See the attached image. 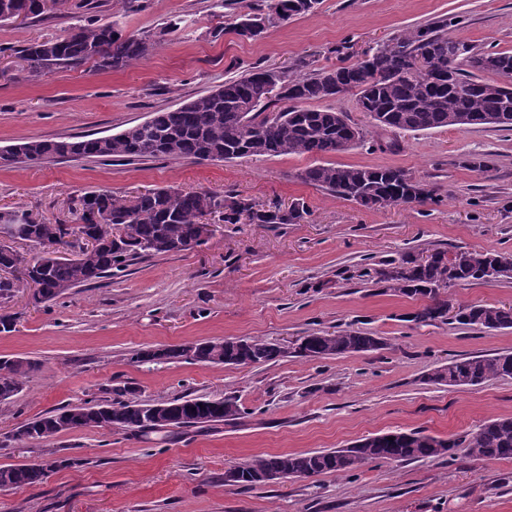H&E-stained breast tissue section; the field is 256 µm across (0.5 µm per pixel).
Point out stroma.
<instances>
[{
    "label": "stroma",
    "instance_id": "stroma-1",
    "mask_svg": "<svg viewBox=\"0 0 512 512\" xmlns=\"http://www.w3.org/2000/svg\"><path fill=\"white\" fill-rule=\"evenodd\" d=\"M271 0H93L91 16L123 33L151 31L150 53L119 71L81 67L28 76L15 50L63 35L77 0L43 20L0 24V147L31 139L112 135L173 109L261 65L295 70L300 60L332 67L405 28L461 17L456 37L512 51V0H321L314 12L271 19L263 37L239 38L237 14ZM177 29H170V22ZM364 128L352 149L328 162L405 170L437 203L368 209L301 180L313 156L229 161L149 159L103 163L45 159L0 166V223L70 224L74 196L109 188L134 196L152 188L232 194L259 207L303 200L301 224H225L173 256L30 306L12 302V331L0 357L40 362L23 390L0 401V435L61 406L134 396L234 398L242 415L216 425L133 436L67 431L47 442L0 446V466L52 452L60 465L41 484L0 487V512H512V459L464 457L371 463L244 489L227 467L256 455L344 448L367 436L418 429L444 439L512 417V379L476 388L426 382L457 355L512 353V329L419 325L406 316L421 298L385 290L363 269L408 252L493 248L512 255V132L485 126L421 132L370 127L345 93L326 103ZM395 148H386V141ZM482 159L487 171L470 167ZM453 305L512 304V281L463 283ZM348 327L373 332L382 349L342 357L288 356L237 367L178 360L138 363L147 347L255 337L286 344Z\"/></svg>",
    "mask_w": 512,
    "mask_h": 512
}]
</instances>
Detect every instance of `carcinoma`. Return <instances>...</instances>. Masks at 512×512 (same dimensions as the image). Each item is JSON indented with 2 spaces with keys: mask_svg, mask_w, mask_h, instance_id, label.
<instances>
[{
  "mask_svg": "<svg viewBox=\"0 0 512 512\" xmlns=\"http://www.w3.org/2000/svg\"><path fill=\"white\" fill-rule=\"evenodd\" d=\"M319 0H275L277 17L288 20L314 11ZM270 15L246 12L236 16L232 31L242 39L247 22ZM448 20L427 27L398 31L391 42L364 53V57L307 74L280 72L278 92L261 91L263 78L274 68L254 66L224 81L208 94L180 106L152 113L150 118L109 135L31 141L38 157L94 158L101 162H133L152 158L232 160L245 156H322L346 151L364 137L363 130L343 112L310 107V103L354 91L360 111L384 131L418 132L474 125L512 130V52L477 50L448 35ZM154 45L148 32L122 36L110 22L86 20L72 24L59 37L30 43L15 50L28 63L29 76L39 78L56 68H75L92 62L99 70H121L145 58ZM491 74L499 81L484 78ZM300 178L336 196L364 207L385 208L424 203L433 199L429 186L398 168H369L316 164ZM78 224L73 233L95 240L90 252L65 258L53 251L26 260L0 247V269L24 265L27 275L41 285V301H49L79 287L92 285L145 257L171 255L196 238L199 218L224 210V223L301 224L309 214L305 202L257 208L243 198L208 192H183L167 187L149 190L132 199L106 189L73 199ZM62 233L59 224L29 225L28 240L51 246ZM376 281L394 293L428 298L410 322L429 325L455 322L468 329H512V306L474 303L448 316V300L440 288L458 282L512 279V263L495 249L448 251L437 248L427 258L408 252L382 260ZM376 334L344 329L329 335L312 333L299 338L293 354L305 358L340 357L373 352ZM286 352L270 342L246 338L235 350L224 351V364L250 366L275 363ZM36 361L0 358V399L23 389ZM512 378V353L455 356L425 375V380L450 387H475L498 378ZM171 416L152 422L147 403L133 399L69 404L39 416L9 433L0 442L24 443L44 435L95 428L132 434L223 423L240 416L231 398L182 396L169 400ZM473 460L512 459V417L491 419L475 431L443 440L421 430L392 431L366 437L349 448L306 453L260 455L234 465L231 486L251 489L265 484L270 473L307 478L326 473L347 474L373 462H416L458 452ZM58 464L31 461L24 468L0 466V487L38 485Z\"/></svg>",
  "mask_w": 512,
  "mask_h": 512,
  "instance_id": "obj_1",
  "label": "carcinoma"
}]
</instances>
